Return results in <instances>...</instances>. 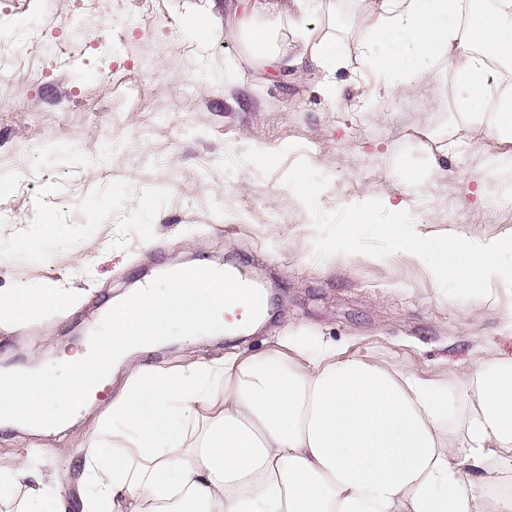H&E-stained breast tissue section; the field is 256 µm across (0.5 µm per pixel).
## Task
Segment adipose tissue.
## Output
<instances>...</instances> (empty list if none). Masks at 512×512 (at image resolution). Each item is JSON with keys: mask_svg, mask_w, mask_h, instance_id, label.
Instances as JSON below:
<instances>
[{"mask_svg": "<svg viewBox=\"0 0 512 512\" xmlns=\"http://www.w3.org/2000/svg\"><path fill=\"white\" fill-rule=\"evenodd\" d=\"M367 21L349 44L375 75L409 77L428 55L441 93L490 113L512 142V0H354ZM247 53L277 70L344 65L335 29L305 0H248L237 10ZM66 296L0 295L23 325ZM93 429L111 449H82L80 512H512V361L474 364L463 391L384 363L338 358L334 343L286 336L261 357L192 362L177 373L130 370ZM22 488L12 512L62 493L25 460L0 469Z\"/></svg>", "mask_w": 512, "mask_h": 512, "instance_id": "adipose-tissue-1", "label": "adipose tissue"}]
</instances>
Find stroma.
<instances>
[{
	"label": "stroma",
	"mask_w": 512,
	"mask_h": 512,
	"mask_svg": "<svg viewBox=\"0 0 512 512\" xmlns=\"http://www.w3.org/2000/svg\"><path fill=\"white\" fill-rule=\"evenodd\" d=\"M244 51L222 0H0V292L71 301L19 329L1 316L0 370L74 349L145 273L211 262L259 275L267 319L234 341L174 342L129 364L174 371L303 334L457 392L476 362L512 358L503 281L490 301H458L409 253L317 258L311 218L284 182L303 159L330 178L324 210L377 199L402 205L421 236L488 244L512 235V200L486 206L507 191L488 163L512 144L437 98L429 58L392 83L347 56L329 99L318 67L269 73L243 66ZM441 198L457 223L435 208ZM129 364L67 429H1L0 467L27 458L79 477L82 449L112 445L92 425Z\"/></svg>",
	"instance_id": "stroma-1"
}]
</instances>
